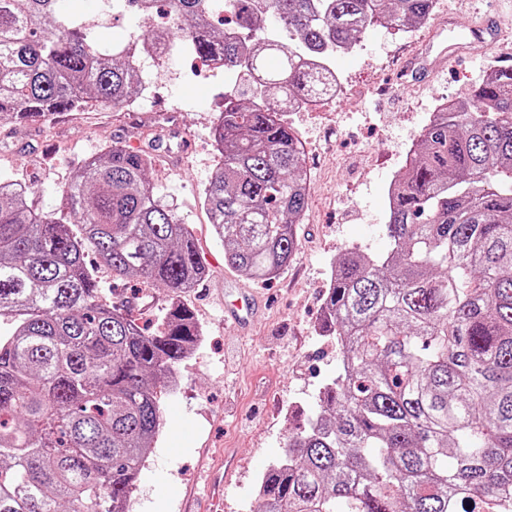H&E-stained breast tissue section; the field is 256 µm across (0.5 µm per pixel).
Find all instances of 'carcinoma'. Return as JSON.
Wrapping results in <instances>:
<instances>
[{
	"label": "carcinoma",
	"mask_w": 512,
	"mask_h": 512,
	"mask_svg": "<svg viewBox=\"0 0 512 512\" xmlns=\"http://www.w3.org/2000/svg\"><path fill=\"white\" fill-rule=\"evenodd\" d=\"M57 2L0 0V121L127 108L141 59L175 44L223 68L202 200L224 263L261 282L293 260L307 207L283 106L328 90L325 65L380 19L404 32L435 5L235 0L218 30L200 0H118L168 25L108 50ZM153 163L148 146L112 145L76 166L52 212L0 178V512H119L164 427L162 396L203 340L180 294L206 267ZM388 205L390 254L333 262L321 329L344 341L341 365L262 475L261 512H467L474 497L512 512V67L432 113ZM88 250L112 279L172 295L152 332L103 300Z\"/></svg>",
	"instance_id": "cac0c4a2"
}]
</instances>
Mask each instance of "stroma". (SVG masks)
Here are the masks:
<instances>
[{
	"label": "stroma",
	"instance_id": "stroma-1",
	"mask_svg": "<svg viewBox=\"0 0 512 512\" xmlns=\"http://www.w3.org/2000/svg\"><path fill=\"white\" fill-rule=\"evenodd\" d=\"M84 7L98 42L143 32L132 13L99 0H84ZM434 13L451 17L458 34L494 16L512 36V0H437ZM429 30L426 23L409 33L373 25L353 52L337 56L344 90L330 110L287 112L304 144L312 189L298 226L297 253L267 283L225 266L224 247L200 199L215 168L212 127L222 109L223 72L199 84L195 74L203 63L177 49L161 65L143 60L144 77L158 93L139 109L96 107L0 124V176L25 182L42 211L59 207L78 162L105 147L149 136L171 145L157 156L149 177L190 225L209 270L181 295L205 337L180 364L177 389L163 397L166 424L135 486L134 512H257L260 475L286 458L304 411L314 409L320 388L340 365L330 337L319 331L334 259L350 247L372 258L390 251V181L436 105L470 96L497 62L493 51L476 44L425 85L397 92L392 77L401 58ZM242 288L263 302L246 330L224 317ZM224 464L234 476L218 503L210 484L220 481Z\"/></svg>",
	"mask_w": 512,
	"mask_h": 512
}]
</instances>
